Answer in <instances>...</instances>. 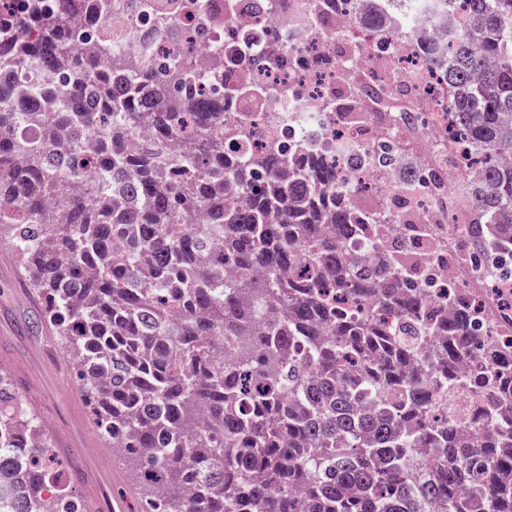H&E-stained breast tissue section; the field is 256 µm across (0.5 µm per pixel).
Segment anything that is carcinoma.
Returning a JSON list of instances; mask_svg holds the SVG:
<instances>
[{"label":"carcinoma","instance_id":"cac0c4a2","mask_svg":"<svg viewBox=\"0 0 512 512\" xmlns=\"http://www.w3.org/2000/svg\"><path fill=\"white\" fill-rule=\"evenodd\" d=\"M110 9L0 0V71L27 69L0 82V241L141 512H512V307L422 271L425 224L375 248L388 210L340 203L374 188L329 155L254 150L253 124L226 146L224 113L264 86L84 51ZM421 13L448 43L420 30L418 58L475 154L458 247L512 279V0L356 16L383 49ZM54 449L0 369V512H87Z\"/></svg>","mask_w":512,"mask_h":512}]
</instances>
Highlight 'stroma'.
<instances>
[{
	"label": "stroma",
	"instance_id": "obj_1",
	"mask_svg": "<svg viewBox=\"0 0 512 512\" xmlns=\"http://www.w3.org/2000/svg\"><path fill=\"white\" fill-rule=\"evenodd\" d=\"M40 307L21 278L13 250L0 244V367L49 434L68 430L74 444L86 437L98 439L68 361L54 346L50 331L33 325Z\"/></svg>",
	"mask_w": 512,
	"mask_h": 512
}]
</instances>
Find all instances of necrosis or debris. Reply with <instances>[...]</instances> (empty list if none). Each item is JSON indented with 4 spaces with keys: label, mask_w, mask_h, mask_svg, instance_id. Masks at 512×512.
I'll use <instances>...</instances> for the list:
<instances>
[{
    "label": "necrosis or debris",
    "mask_w": 512,
    "mask_h": 512,
    "mask_svg": "<svg viewBox=\"0 0 512 512\" xmlns=\"http://www.w3.org/2000/svg\"><path fill=\"white\" fill-rule=\"evenodd\" d=\"M149 4L151 9L146 12L139 10L137 0H111L103 32L114 47L140 61L169 55L195 69L204 80L225 69L224 34L211 28L212 17L224 18L226 28L245 22L264 37L273 32V39L265 37L263 42L266 65L249 72L253 81L274 89L255 119L271 137L291 131V145L301 153L319 152L343 141L347 148L339 166L346 179H355L358 155L368 152L383 136L414 142L417 158L425 166L441 164L446 117L436 111L434 103L446 98L447 85L425 67H402V60L412 55L408 44H399L387 54L378 53L373 37L356 27L353 11L336 6L334 0H235L231 5L226 0H149ZM156 15L166 17V27L154 26ZM310 50L334 58V67L321 71L305 65L285 68L278 63L281 57H301ZM365 77L386 84L411 82L413 94L403 112L370 113L359 123L349 124L334 112L309 111V103L323 98L337 84ZM452 161L436 196L418 186L402 190L395 171L381 179L384 190L404 195L416 223L433 227L435 245L442 249L462 238L472 222V214L460 205L457 192L468 162L458 154ZM436 278L476 289L495 309L512 293V285L493 286L490 271L460 258L439 270Z\"/></svg>",
    "instance_id": "1"
}]
</instances>
